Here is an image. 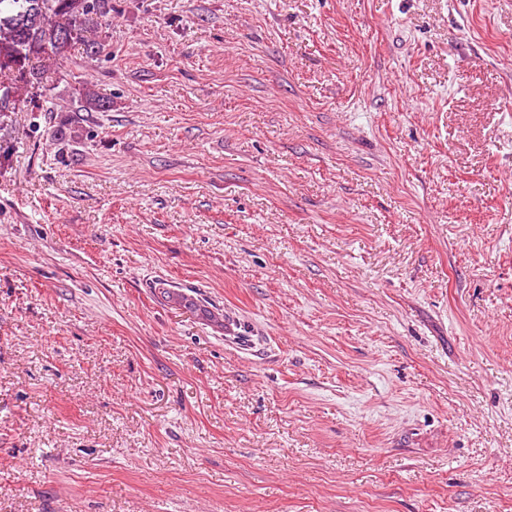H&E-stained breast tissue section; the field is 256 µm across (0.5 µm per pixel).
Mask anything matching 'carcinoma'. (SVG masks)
I'll return each mask as SVG.
<instances>
[{
    "instance_id": "carcinoma-1",
    "label": "carcinoma",
    "mask_w": 512,
    "mask_h": 512,
    "mask_svg": "<svg viewBox=\"0 0 512 512\" xmlns=\"http://www.w3.org/2000/svg\"><path fill=\"white\" fill-rule=\"evenodd\" d=\"M111 24L112 0H0V118L47 98L45 62L75 44L91 59L104 53ZM77 99L86 112L112 107L89 82Z\"/></svg>"
}]
</instances>
